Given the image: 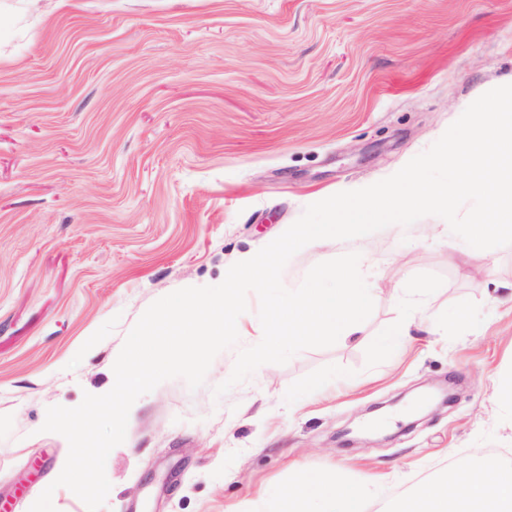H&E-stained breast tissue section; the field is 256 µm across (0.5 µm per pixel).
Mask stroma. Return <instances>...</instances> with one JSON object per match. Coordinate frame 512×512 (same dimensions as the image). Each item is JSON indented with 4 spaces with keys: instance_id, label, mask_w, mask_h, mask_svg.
<instances>
[{
    "instance_id": "1",
    "label": "stroma",
    "mask_w": 512,
    "mask_h": 512,
    "mask_svg": "<svg viewBox=\"0 0 512 512\" xmlns=\"http://www.w3.org/2000/svg\"><path fill=\"white\" fill-rule=\"evenodd\" d=\"M511 75L512 0H0V501L29 512L53 488L69 447L47 408L107 390L150 304L221 283L314 196L387 178ZM436 222L296 253L290 289L360 253V336L215 397L262 338L249 294L202 386L141 396L101 512H258L334 469L394 501L477 448L512 464L493 396L512 367V245L475 261ZM53 490L56 512H87Z\"/></svg>"
}]
</instances>
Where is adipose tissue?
<instances>
[{
	"instance_id": "obj_1",
	"label": "adipose tissue",
	"mask_w": 512,
	"mask_h": 512,
	"mask_svg": "<svg viewBox=\"0 0 512 512\" xmlns=\"http://www.w3.org/2000/svg\"><path fill=\"white\" fill-rule=\"evenodd\" d=\"M369 483H348L341 474L299 476L267 497V512H512V466H486L481 451L449 470L445 479L426 480L405 494L398 506L382 502L370 510Z\"/></svg>"
}]
</instances>
